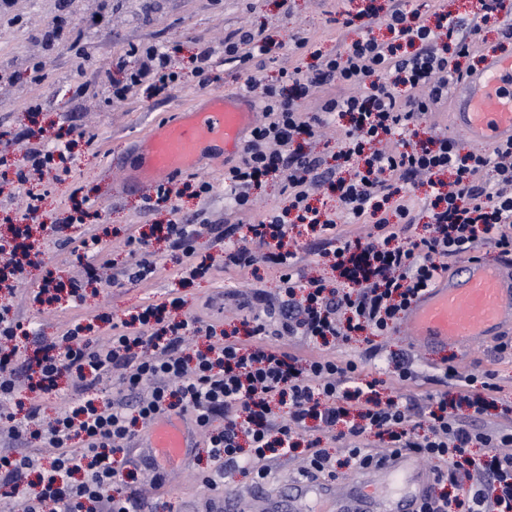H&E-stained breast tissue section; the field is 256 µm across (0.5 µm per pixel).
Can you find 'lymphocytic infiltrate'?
<instances>
[{"label": "lymphocytic infiltrate", "mask_w": 512, "mask_h": 512, "mask_svg": "<svg viewBox=\"0 0 512 512\" xmlns=\"http://www.w3.org/2000/svg\"><path fill=\"white\" fill-rule=\"evenodd\" d=\"M361 36L325 57L306 74L281 71L282 88L257 86L245 79V94H260L263 120L250 130L237 165L224 173V185L237 211L251 210L248 190L264 178L281 175L288 194L283 209L266 211L254 224L225 225L216 237L224 245V267L255 269L264 262L277 269L278 294L263 313H249L242 324L256 337L244 346L235 334H222L202 348L188 350L189 337L200 327L187 318L168 320V308H179L182 297L166 303L142 305L135 331L113 333L105 344L86 336L82 325L63 335L41 339L40 356L19 360L17 341L30 328L0 308V401L12 399L17 371L36 375L39 390L55 391L68 378L78 402L62 411L48 425L37 428L39 406H30L24 419L0 414L11 438L43 439L54 448L48 467L40 470V490L28 496V472L37 468L31 456H0V485L9 488L20 512H149L148 504L132 486L116 492L120 471L115 457L138 437V424L165 414L191 415L194 432L204 434L209 459L215 467L203 475L205 484L218 487L224 474L234 471L252 484H263L274 459L294 452L307 420L336 431L347 448L345 466L364 468L403 450L427 460L447 461L436 484L455 487V494L427 495L417 512H512V425L479 429L464 420L462 408L483 414L489 394L499 386L491 372L464 373L446 367L451 390L433 396L427 434L420 435L411 420L410 406L402 394L416 380L407 357L395 355L386 372L397 392L380 397L379 380L363 381L352 360L320 356L301 359L287 347L271 346L269 336L302 337L322 344L349 341L362 331L386 335L410 304L432 288L452 261L474 257L492 248L499 259L512 261V140L491 151H462L455 141L436 136L425 143L401 142L398 149L381 150L382 141L409 130L448 97V87L462 75L450 66L449 55L467 56L478 26L445 13L434 22L419 12L401 8L388 15L367 9L357 14ZM382 25L391 35L384 42L371 34ZM275 47L268 37L237 31L224 39L226 60L241 62L270 55ZM130 55H143L135 71H127L124 57L114 58L104 83L112 94L145 89L152 97L167 95L178 75L163 47H132ZM357 87L354 95L324 98L320 112L303 117L301 101L311 91L333 85ZM350 115L351 123L339 140L337 156L357 171L351 178L336 177L322 159L303 148L320 127L337 116ZM15 140L27 143L21 159L0 153V164L9 165L18 185L34 173L48 172L66 179L71 168L70 144H47L41 132L26 127ZM493 169L494 183L483 179ZM428 178L434 197L430 202L429 235L415 238L409 231L417 221L407 195L420 178ZM333 184L342 208L334 214L314 207L312 183ZM397 198L392 214L381 213L378 198ZM42 199L30 196L21 224L13 225L12 245H0V290L13 291L26 267L39 265V254L30 241L31 222ZM374 217L375 232L350 238L338 225L364 223ZM305 224L319 233L321 250L332 253L337 284L306 276L298 255L288 246L295 225ZM172 261L192 279L206 277L214 258L197 252L198 227L191 218L160 224ZM244 233L250 246L236 245ZM118 374L120 400L95 402L88 398L89 384ZM481 393H474V386ZM375 434L386 448L372 453L364 439ZM81 448H73V441ZM492 449L490 461L471 457L475 446Z\"/></svg>", "instance_id": "1"}]
</instances>
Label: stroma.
<instances>
[{
	"instance_id": "obj_1",
	"label": "stroma",
	"mask_w": 512,
	"mask_h": 512,
	"mask_svg": "<svg viewBox=\"0 0 512 512\" xmlns=\"http://www.w3.org/2000/svg\"><path fill=\"white\" fill-rule=\"evenodd\" d=\"M358 5L359 0H0V133L26 125L42 128L48 140L72 127L80 132L74 140L70 177L26 188L2 185L0 209L22 211L28 193L34 192L43 197L41 222L55 224L69 210L73 192H81L90 216L85 223L72 225L67 234L77 243L102 237L104 251L118 271L134 260L125 244L129 232L167 223L177 214L196 218L201 224H246L268 209L286 207L283 181L273 176L251 189V212L225 210L224 171L236 159L220 153L207 155L198 171L213 186L210 197L183 196L175 214L166 207L147 208L145 199L153 195V188L125 187L124 177L138 164V139L175 109L194 105L209 94L238 92L251 71L261 72L269 81L284 68L307 71L335 53L343 40L357 38L358 28H338L335 20L356 12ZM58 22L63 25L62 43L53 47L45 43L43 32ZM247 29L264 31L279 43V50L261 64L253 61L244 67L225 62V36ZM299 38L306 41L300 50L294 47ZM132 44H159L167 50L179 75L167 98L137 93L116 101L101 85L98 72ZM201 44L211 48L214 61V78L204 86L193 76L190 63ZM38 59L45 60L47 67L42 82L34 84L27 80L25 70ZM38 248L47 266L60 277L85 282L83 262L70 249H59L53 233L39 235ZM149 249L157 264L149 282L99 285L77 308L36 302L41 272L30 270L14 294H0V305L9 304L12 314L33 331L31 338L21 340V350L33 352L37 337L59 335L77 318L92 323L93 339L107 340L114 326L128 320L135 308L149 301L164 302L174 289L185 300L182 308L174 310V317H196L202 324L229 332L242 319L239 299L253 297L258 291L271 295L277 289V279L267 269L251 274L220 266L210 278L181 285L165 243L152 242ZM496 345L492 338L480 344L466 342L461 350H428L415 345L406 324L401 323L389 335L366 332L344 345L327 348L326 353L359 363L367 381L381 377L392 355L408 354L417 381L407 392L420 408L427 405L429 395L446 391L443 373L447 365L476 373L495 371L501 390L494 396V409L483 420L506 423L512 421V354L498 353ZM74 400L66 386L51 395L33 393L27 376L21 374L15 401L8 410L16 414L21 405L34 403L41 408L42 422L47 423ZM149 452L142 439L118 460L129 484L139 486L157 512H219L228 501L233 512H257L258 494L278 495L302 467L299 456H286L273 462L263 487L234 474L225 477L223 486L212 489L202 481L203 472L211 467L203 449H193L175 460L158 458L155 471L141 463ZM158 473L163 474V483H155Z\"/></svg>"
}]
</instances>
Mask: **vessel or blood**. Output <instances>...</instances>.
Here are the masks:
<instances>
[{"label": "vessel or blood", "instance_id": "vessel-or-blood-1", "mask_svg": "<svg viewBox=\"0 0 512 512\" xmlns=\"http://www.w3.org/2000/svg\"><path fill=\"white\" fill-rule=\"evenodd\" d=\"M509 79L512 53L492 51L481 68L455 85L453 120L471 148L512 139V94L503 89ZM256 116L253 100L233 94L214 95L196 109L173 114L140 144L133 186L154 185L173 173L192 170L201 146L209 141L222 142L225 152H236ZM406 322L414 341L427 349L457 347L467 339L483 342L512 330V263L463 262L412 303ZM149 445L174 459L185 453L189 442L180 428L164 425L150 432ZM432 480L416 455L401 452L360 469L354 491L295 480L288 484V498L294 512H302L313 493L331 498L335 512H416Z\"/></svg>", "mask_w": 512, "mask_h": 512}]
</instances>
